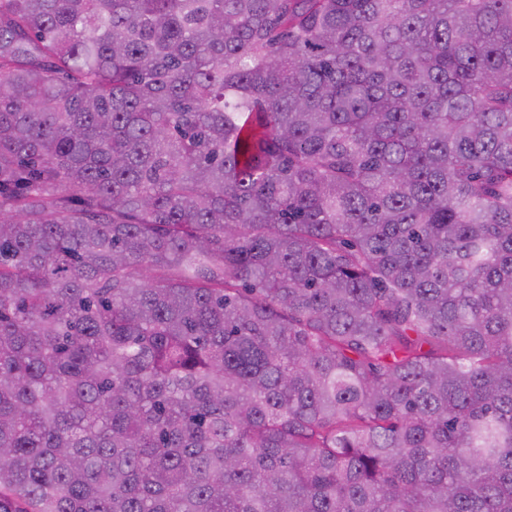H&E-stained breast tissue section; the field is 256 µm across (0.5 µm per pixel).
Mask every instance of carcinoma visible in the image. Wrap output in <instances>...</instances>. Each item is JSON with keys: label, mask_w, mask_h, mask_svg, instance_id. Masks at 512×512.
<instances>
[{"label": "carcinoma", "mask_w": 512, "mask_h": 512, "mask_svg": "<svg viewBox=\"0 0 512 512\" xmlns=\"http://www.w3.org/2000/svg\"><path fill=\"white\" fill-rule=\"evenodd\" d=\"M0 512H512V0H0Z\"/></svg>", "instance_id": "obj_1"}]
</instances>
